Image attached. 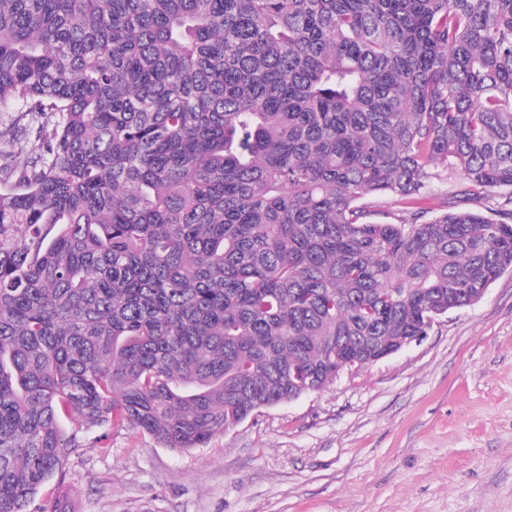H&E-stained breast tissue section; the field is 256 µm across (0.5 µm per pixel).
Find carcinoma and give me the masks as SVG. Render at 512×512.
Listing matches in <instances>:
<instances>
[{"mask_svg": "<svg viewBox=\"0 0 512 512\" xmlns=\"http://www.w3.org/2000/svg\"><path fill=\"white\" fill-rule=\"evenodd\" d=\"M12 112L0 512L82 431L201 448L512 271V0H0Z\"/></svg>", "mask_w": 512, "mask_h": 512, "instance_id": "carcinoma-1", "label": "carcinoma"}]
</instances>
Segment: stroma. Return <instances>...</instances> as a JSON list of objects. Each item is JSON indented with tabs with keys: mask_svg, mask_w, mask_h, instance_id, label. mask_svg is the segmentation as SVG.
<instances>
[{
	"mask_svg": "<svg viewBox=\"0 0 512 512\" xmlns=\"http://www.w3.org/2000/svg\"><path fill=\"white\" fill-rule=\"evenodd\" d=\"M38 494L69 512H512V273L422 341L176 451L96 428Z\"/></svg>",
	"mask_w": 512,
	"mask_h": 512,
	"instance_id": "1",
	"label": "stroma"
}]
</instances>
